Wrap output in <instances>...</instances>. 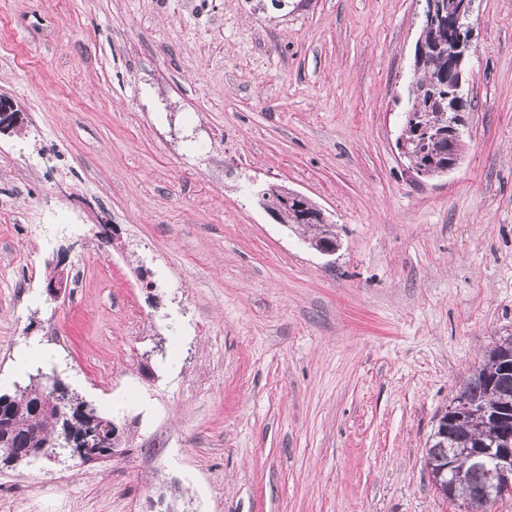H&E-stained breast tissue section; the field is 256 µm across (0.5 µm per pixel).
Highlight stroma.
I'll return each mask as SVG.
<instances>
[{"mask_svg":"<svg viewBox=\"0 0 512 512\" xmlns=\"http://www.w3.org/2000/svg\"><path fill=\"white\" fill-rule=\"evenodd\" d=\"M421 11L0 0L25 114L0 133V393L37 342L130 425L124 457L0 469V512H455L426 442L512 336V0H475L466 156L428 180L394 147ZM265 183L336 255L246 195ZM264 191L256 196L257 203L263 208L268 215L274 220H277V213L273 206L270 204V200L273 197H279L282 204L290 206L292 203H296V209L300 212L299 221L301 223L312 222L313 220H320L325 222L326 218L323 211L316 205L313 206L314 210L311 212H302V208L299 207L300 201L305 203H312L302 193L291 190L288 191L278 184H267L264 186ZM293 207H279L278 209V221L279 224H285V226L294 227L303 225V230L308 233L306 240L310 246L313 244H324L315 245V250L321 255L331 256L336 253L337 246L330 244L332 242H338L335 232L332 230L333 224L315 222L312 224H300L296 217V212L292 210Z\"/></svg>","mask_w":512,"mask_h":512,"instance_id":"1","label":"stroma"}]
</instances>
